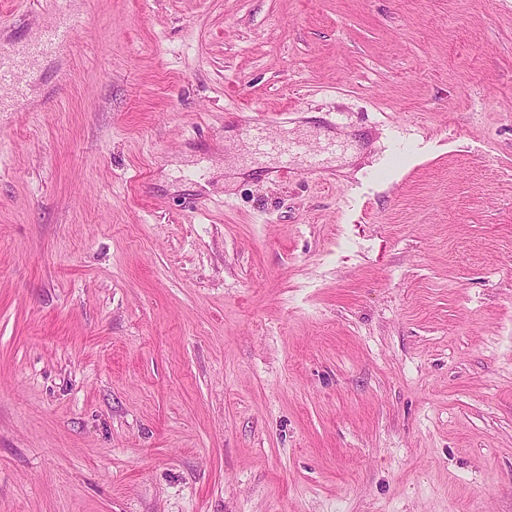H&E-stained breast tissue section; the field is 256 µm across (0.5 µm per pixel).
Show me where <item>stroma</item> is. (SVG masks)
I'll return each mask as SVG.
<instances>
[{
    "instance_id": "obj_1",
    "label": "stroma",
    "mask_w": 512,
    "mask_h": 512,
    "mask_svg": "<svg viewBox=\"0 0 512 512\" xmlns=\"http://www.w3.org/2000/svg\"><path fill=\"white\" fill-rule=\"evenodd\" d=\"M73 7L0 112V512H512V0ZM80 22V19L69 13L59 14L54 27L42 31L40 37L26 47V55L35 60L54 54L59 48L70 43L72 30ZM264 122L254 118L246 124H241L240 134L250 142L256 154L275 153L281 159L280 172L288 175L289 172L301 174H314L321 169L320 160L305 149L300 142L280 140L270 142L264 135Z\"/></svg>"
}]
</instances>
